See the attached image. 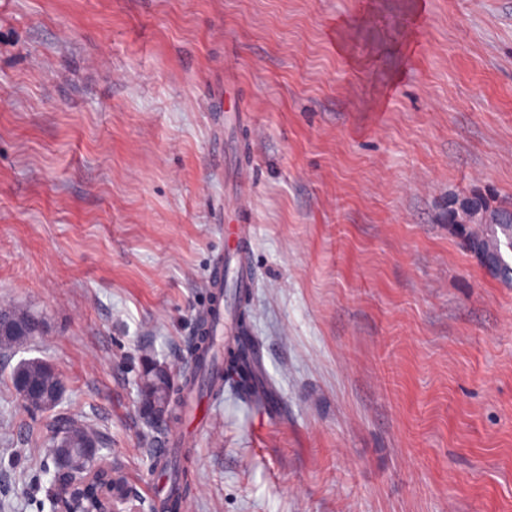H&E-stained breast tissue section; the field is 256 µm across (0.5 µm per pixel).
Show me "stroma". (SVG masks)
Here are the masks:
<instances>
[{
  "instance_id": "1",
  "label": "stroma",
  "mask_w": 512,
  "mask_h": 512,
  "mask_svg": "<svg viewBox=\"0 0 512 512\" xmlns=\"http://www.w3.org/2000/svg\"><path fill=\"white\" fill-rule=\"evenodd\" d=\"M475 194L512 202V0H0V306L43 318L0 350V512H49L31 358L137 512L177 477L188 512H512V286L448 222ZM240 224L224 316L270 405L228 378L146 424ZM57 375L46 361L39 358H32L20 362L13 370L12 382L15 390L25 403L33 404L38 409L51 411L60 403L57 402L54 386L57 382ZM39 383L43 386L37 395L30 393L23 394L29 385Z\"/></svg>"
}]
</instances>
